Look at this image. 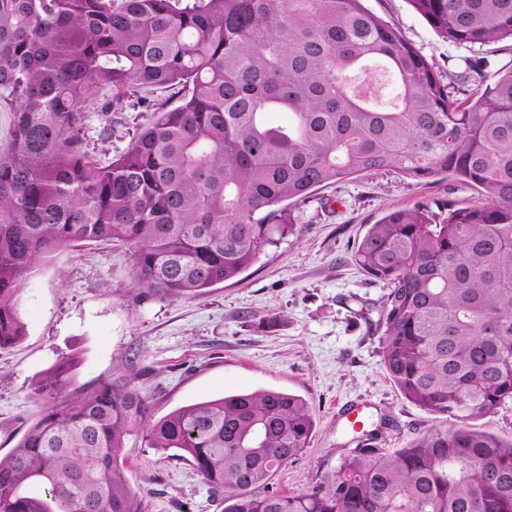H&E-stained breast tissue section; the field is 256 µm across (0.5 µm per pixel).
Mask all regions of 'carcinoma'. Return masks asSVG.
Masks as SVG:
<instances>
[{"mask_svg": "<svg viewBox=\"0 0 512 512\" xmlns=\"http://www.w3.org/2000/svg\"><path fill=\"white\" fill-rule=\"evenodd\" d=\"M448 42L512 38V0H412ZM376 66L385 105L357 75ZM157 90L110 161L86 141L87 105ZM0 350L26 335L19 295L37 269L84 242L126 245L144 293L200 296L294 233L288 206L328 185L395 172L449 175L487 199L394 209L355 259L387 292L383 365L399 392L450 425L395 451L357 433L335 471L298 492L269 489L307 448L301 397L255 390L154 420L127 378L75 386L63 357L44 402L0 458V512H142L119 460L139 428L185 461L224 512H512V443L473 421L512 400V69L467 93L444 81L363 0H0ZM270 112L292 122L272 126Z\"/></svg>", "mask_w": 512, "mask_h": 512, "instance_id": "obj_1", "label": "carcinoma"}]
</instances>
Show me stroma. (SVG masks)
<instances>
[{"mask_svg":"<svg viewBox=\"0 0 512 512\" xmlns=\"http://www.w3.org/2000/svg\"><path fill=\"white\" fill-rule=\"evenodd\" d=\"M365 5L399 27L441 75L466 77L469 90L479 82L468 62L486 60L492 73L512 68L511 39L457 46L411 0ZM108 98L102 92L91 101L86 138L111 156L152 121L154 103L167 95L123 99L108 123L113 136L105 141L101 112ZM480 200L474 188L445 176L418 181L385 172L321 188L290 204L293 235L238 277L193 298L140 296L126 247L93 243L58 251L22 287L25 338L0 352V457L39 415L35 384L71 355L80 359L78 383L136 378L157 419L225 394L276 389L301 396L314 430L304 454L274 476L272 487L280 492L302 490L336 470L353 447L342 418L349 405H365L371 423L382 424L381 448H401L447 427L445 417L400 394L384 369L380 331L354 317L361 304H380L385 292L356 265L354 254L369 224L389 210L425 204L441 215L449 205ZM120 459L144 512H224L191 466L146 447L138 434L126 437Z\"/></svg>","mask_w":512,"mask_h":512,"instance_id":"1","label":"stroma"}]
</instances>
